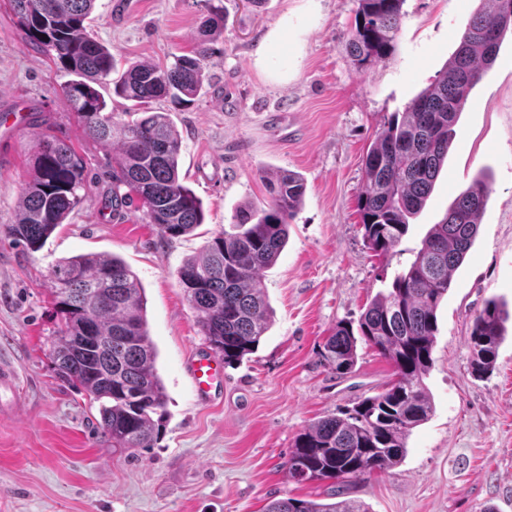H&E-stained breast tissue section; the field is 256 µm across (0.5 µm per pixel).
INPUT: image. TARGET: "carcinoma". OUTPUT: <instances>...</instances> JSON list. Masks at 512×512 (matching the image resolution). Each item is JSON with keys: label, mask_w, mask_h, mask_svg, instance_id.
<instances>
[{"label": "carcinoma", "mask_w": 512, "mask_h": 512, "mask_svg": "<svg viewBox=\"0 0 512 512\" xmlns=\"http://www.w3.org/2000/svg\"><path fill=\"white\" fill-rule=\"evenodd\" d=\"M96 0H9L25 42L70 79L61 89L93 139L112 147V201L136 195L147 223L164 239L185 236L204 223L201 200L180 175L182 138L165 112L118 120L98 87L138 106L152 100L186 103L201 95L211 41L224 30V10L212 7L204 38L164 65L138 62L119 70L111 50L88 31ZM348 51L359 69L388 60L395 51L404 0H357ZM463 32L454 57L417 94L405 112L391 115L362 163L358 198L363 239L387 257L424 208L455 136L471 90L494 63L512 30V0H488ZM86 182L82 158L46 132L35 134L29 176L20 193L9 236L41 248L80 207ZM126 192H121V187ZM266 208L242 207L229 228L215 234L204 254L177 270L197 325L226 364L253 353L270 327L261 272L276 262L287 226L306 192L303 177L288 170L269 179ZM488 199L484 177L459 194L444 221L432 226L414 261L377 294L358 322H340L323 346L324 365L338 377L351 373L358 345L375 349L393 368L381 391L311 424L295 439L284 468L296 481L339 484L385 473L407 454L411 431L434 407L424 383L438 330L437 310L453 273L471 249ZM60 318L52 357L57 374L99 404V428L112 448H151L163 426L166 394L156 370L157 351L147 328L144 288L121 258L106 253L60 259L50 270ZM101 299L85 310L88 290ZM508 313L490 301L475 317L468 339L472 372L495 365ZM281 498L264 512H369L361 500Z\"/></svg>", "instance_id": "obj_1"}]
</instances>
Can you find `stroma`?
I'll return each instance as SVG.
<instances>
[{
  "label": "stroma",
  "instance_id": "obj_1",
  "mask_svg": "<svg viewBox=\"0 0 512 512\" xmlns=\"http://www.w3.org/2000/svg\"><path fill=\"white\" fill-rule=\"evenodd\" d=\"M96 0L92 34L119 68L169 62L193 50L208 0ZM224 32L206 70L208 92L167 100L182 136L180 171L205 222L166 240L137 205L112 208V151L91 139L61 91L62 73L28 47L0 0V363L17 393L0 395V512H263L271 499L326 500L330 482L289 480L282 464L311 422L374 394L391 365L362 346L337 377L320 352L338 322L358 319L407 269L433 225L476 176L489 198L475 241L438 310L425 378L434 411L414 428L389 472L350 486L370 512H512V317L493 372L472 375L467 338L487 301L512 314V32L470 93L448 160L423 210L385 259L365 247L357 213L362 160L391 114L404 111L454 56L484 0H405L396 50L357 69L348 52L357 0H221ZM301 25L259 68L255 53L282 18ZM82 157L83 202L41 249L5 232L27 178L33 122ZM306 180L288 242L262 273L271 325L257 350L224 369L214 398L198 402L187 362L209 345L177 277L245 203L265 206V174ZM121 257L147 299L167 418L154 447L113 451L98 405L57 376L51 340L58 318L48 274L80 253Z\"/></svg>",
  "mask_w": 512,
  "mask_h": 512
}]
</instances>
